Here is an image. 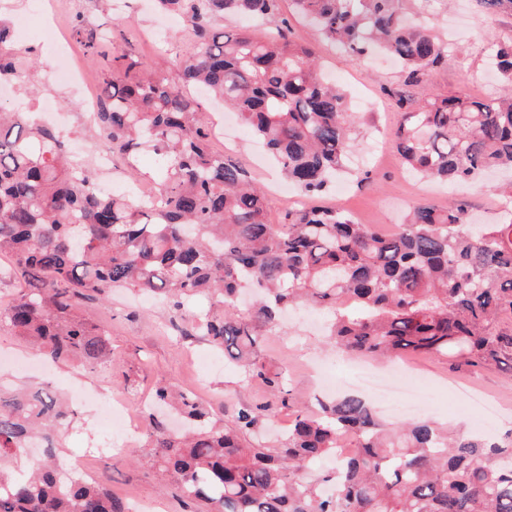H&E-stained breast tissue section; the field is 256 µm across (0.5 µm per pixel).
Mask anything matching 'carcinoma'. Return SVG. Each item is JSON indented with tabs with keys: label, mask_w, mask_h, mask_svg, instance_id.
I'll return each mask as SVG.
<instances>
[{
	"label": "carcinoma",
	"mask_w": 512,
	"mask_h": 512,
	"mask_svg": "<svg viewBox=\"0 0 512 512\" xmlns=\"http://www.w3.org/2000/svg\"><path fill=\"white\" fill-rule=\"evenodd\" d=\"M155 2L184 17L198 39L172 61L182 84L117 54L96 120L113 154L149 148L158 157L152 201L105 194L88 165L62 153L51 128L0 105V257L24 281L0 305V325L52 362L95 370L112 365V344L79 300L124 288L179 310L206 297L192 329L271 396L226 421L173 383L157 384L156 404L179 408L192 429L173 432L150 417L151 465L208 512H512V432L498 441L425 419L386 427L350 395L315 413L295 411L273 445L256 440L287 395L282 373L256 362L258 324L290 308L328 310L330 338L350 354L410 353L512 371V219L474 231L463 204L450 201L418 205L391 234L336 208H303L270 223L266 197L244 168L209 149L201 104L186 88H205L238 112L309 196L323 193L358 149L345 93L276 24L279 0ZM292 2L348 56H390L407 83L422 82L448 56L428 17L411 16L403 0ZM477 2L490 23L512 15V0ZM227 15L275 30L263 38L214 30ZM492 58L502 95H431L403 113L394 144L408 171L473 185L490 170L512 169V40L496 42ZM32 65L0 17V82H27ZM73 416L47 388L0 386V512H127L96 480L58 483L53 456ZM345 433L356 451L339 458ZM35 439L45 460L16 474L11 460ZM326 458L330 470L307 475Z\"/></svg>",
	"instance_id": "obj_1"
}]
</instances>
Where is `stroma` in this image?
Wrapping results in <instances>:
<instances>
[{"label": "stroma", "instance_id": "35a3bbf8", "mask_svg": "<svg viewBox=\"0 0 512 512\" xmlns=\"http://www.w3.org/2000/svg\"><path fill=\"white\" fill-rule=\"evenodd\" d=\"M434 27L439 35L457 46L447 61L432 70L421 83L405 84L398 66L386 58L373 55L361 60L349 58L340 46L327 42L307 20L296 15L289 0H280L279 15L287 19L290 38L315 50L326 75L348 96L350 105L359 116L357 133L361 140L351 156L347 169L337 178L343 187L344 199H337L335 189L316 197L319 206L341 205L361 224H370L388 231L403 223L406 215L423 203L438 206L456 200L466 205L469 215L479 223H500L512 215V204L501 201L492 183L478 188L443 186L410 177L403 168L392 144L396 129L407 103L422 101L431 94L467 93L489 96L501 91L488 65V47L492 41L512 38V16L502 15L493 27H486L476 0H454L441 5ZM166 30V40L155 44L148 35L150 27ZM111 30V53L133 50L147 60L151 69L176 81L170 62L179 54L191 51L194 35L191 28L175 23L173 18L157 14L150 0H132L128 14L114 15L110 0H93L87 9H77L64 31L70 41L71 62L87 69L93 89H100L109 69V55L91 50L89 33ZM17 47L29 51L33 59V90L25 97V108L34 112L39 102L55 99L67 112L76 129L82 147V159H90L96 141L88 136L81 124L82 108L69 91L46 85L45 71L57 64L54 55L39 49L34 39H20ZM224 152L239 162L268 197V219L283 221L292 206L280 198L277 189L286 179L257 143L252 131L240 122L226 129ZM206 300L196 299L187 309L178 311L157 303L140 306L137 297L125 291H115L106 301L88 300L81 311L97 325H110V339L115 362L112 368L89 371L74 363L55 366L52 379L32 372L26 375L6 374L8 382L35 384L51 381L58 395H65L70 384L82 383L113 394H129L132 404L147 402L160 379H167L180 389L195 394L213 414L231 417L242 404H252L263 398L266 387L257 379L243 381L236 367L215 370L219 353L202 338L186 339L180 334L192 312L205 309ZM331 320L328 312L291 314L278 325L264 330L260 341L259 359L268 370L281 372L289 392V405L275 409L265 424L264 438L276 440L288 429L294 410L315 409L319 391L309 377L306 361L321 365L327 380L342 384L344 392H352L349 378L352 365L345 356L327 344L325 334ZM414 367L410 388L422 396L418 417L455 427L483 426L499 436L512 431V375L497 368L472 370L455 366L445 360L425 356L408 359ZM476 382L486 397L496 401L494 414L484 415L473 409L459 384ZM75 418L59 458L80 455L103 429L102 423L86 407L75 406ZM153 448L148 436H141L131 454L90 464L93 478L107 481L113 495L125 505L137 498L159 501L163 512H205V507L183 499L178 490L150 460Z\"/></svg>", "mask_w": 512, "mask_h": 512}]
</instances>
